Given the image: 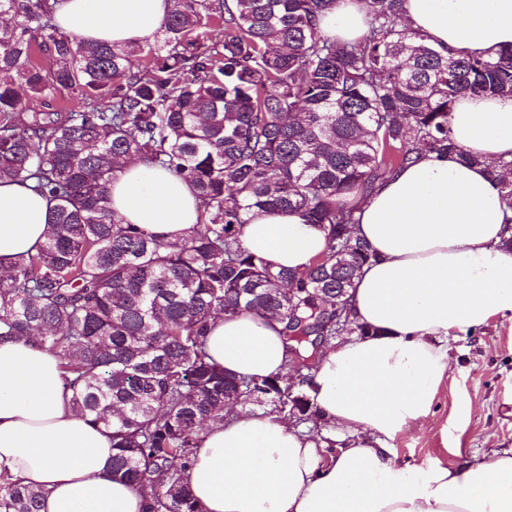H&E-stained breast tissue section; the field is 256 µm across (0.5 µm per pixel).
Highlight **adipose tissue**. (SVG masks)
I'll use <instances>...</instances> for the list:
<instances>
[{"label":"adipose tissue","mask_w":512,"mask_h":512,"mask_svg":"<svg viewBox=\"0 0 512 512\" xmlns=\"http://www.w3.org/2000/svg\"><path fill=\"white\" fill-rule=\"evenodd\" d=\"M169 0H55L59 31L91 43L152 41ZM409 25L460 56L512 47V0H404ZM362 0L320 19L350 40L365 30ZM451 134L480 164L424 155L357 204L356 232L378 255L351 295L350 336L321 358L308 394L320 419L348 433L336 448L272 415L236 413L199 436L188 480L205 512H512V448L453 466L402 465L388 443L423 423L448 373L457 332L512 318V218L487 167L512 159V95H465ZM125 222L174 241L198 221L192 186L169 171L125 163L110 185ZM50 202L31 185L0 182V272L34 254ZM242 240L284 268L322 255L324 232L302 212L251 218ZM212 361L243 377L288 371L281 325L255 313L217 320ZM112 440L73 408L59 357L32 339L0 341V477L45 495L44 512H142L114 480Z\"/></svg>","instance_id":"adipose-tissue-1"}]
</instances>
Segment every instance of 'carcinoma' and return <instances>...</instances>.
Masks as SVG:
<instances>
[{"label":"carcinoma","mask_w":512,"mask_h":512,"mask_svg":"<svg viewBox=\"0 0 512 512\" xmlns=\"http://www.w3.org/2000/svg\"><path fill=\"white\" fill-rule=\"evenodd\" d=\"M170 2L154 45L130 49L60 32L51 0H0V17L16 19L0 26V181L32 180L53 203L36 253L0 274V339L58 355L74 408L112 438V478L145 512H204L186 471L209 422L246 402L315 422L284 377L212 363L213 322L256 312L281 323L308 384L334 338L368 335L350 319V290L375 259L353 200L422 154L480 163L451 137L453 106L512 95V48L446 54L408 26L404 0H365L354 41L318 26L340 0ZM60 90L79 109L31 107ZM129 160L192 185L200 220L182 238L112 209L109 185ZM490 175L511 209L512 160ZM286 210L327 238L303 271L242 241L251 216ZM42 498L0 480V512H41Z\"/></svg>","instance_id":"carcinoma-1"}]
</instances>
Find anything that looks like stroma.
Wrapping results in <instances>:
<instances>
[{"label":"stroma","mask_w":512,"mask_h":512,"mask_svg":"<svg viewBox=\"0 0 512 512\" xmlns=\"http://www.w3.org/2000/svg\"><path fill=\"white\" fill-rule=\"evenodd\" d=\"M393 445L399 464L422 468L512 448V321L458 333L432 414Z\"/></svg>","instance_id":"35a3bbf8"}]
</instances>
